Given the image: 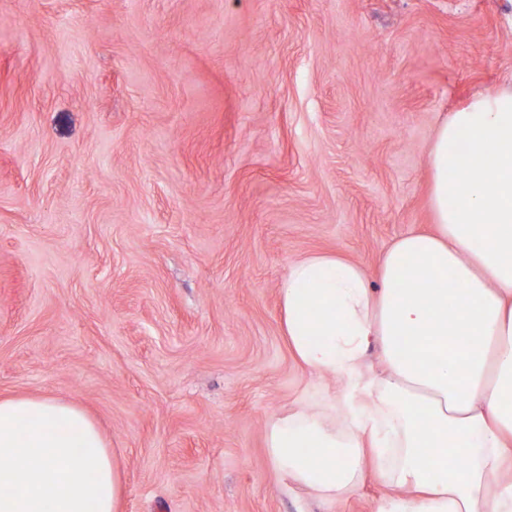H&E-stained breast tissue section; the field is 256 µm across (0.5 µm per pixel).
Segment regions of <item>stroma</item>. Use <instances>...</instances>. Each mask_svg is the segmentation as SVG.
<instances>
[{"instance_id": "obj_1", "label": "stroma", "mask_w": 512, "mask_h": 512, "mask_svg": "<svg viewBox=\"0 0 512 512\" xmlns=\"http://www.w3.org/2000/svg\"><path fill=\"white\" fill-rule=\"evenodd\" d=\"M511 84L512 0H0V397L83 407L121 512H374L270 473L268 417L344 390L279 288L376 278L437 125Z\"/></svg>"}]
</instances>
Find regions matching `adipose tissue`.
Wrapping results in <instances>:
<instances>
[{
    "instance_id": "1",
    "label": "adipose tissue",
    "mask_w": 512,
    "mask_h": 512,
    "mask_svg": "<svg viewBox=\"0 0 512 512\" xmlns=\"http://www.w3.org/2000/svg\"><path fill=\"white\" fill-rule=\"evenodd\" d=\"M434 229L386 250L380 288L340 255L293 263L282 329L306 367L340 377L346 426L323 411L272 416V475L319 501L367 468L394 489L375 512H512V86L436 129ZM376 348L381 373L365 375ZM120 468L79 406L0 398V512H120Z\"/></svg>"
}]
</instances>
